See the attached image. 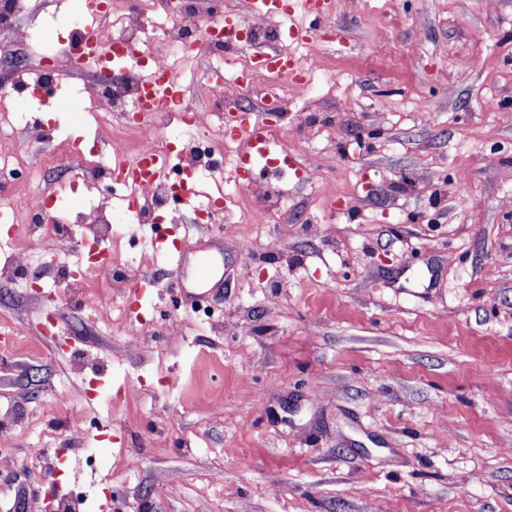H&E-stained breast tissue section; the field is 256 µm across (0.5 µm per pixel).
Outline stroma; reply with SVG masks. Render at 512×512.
Here are the masks:
<instances>
[{
	"label": "stroma",
	"mask_w": 512,
	"mask_h": 512,
	"mask_svg": "<svg viewBox=\"0 0 512 512\" xmlns=\"http://www.w3.org/2000/svg\"><path fill=\"white\" fill-rule=\"evenodd\" d=\"M82 12L28 0L14 23L48 54ZM328 19L278 41L313 71L268 117L306 173L256 223L184 207L133 243L57 240L73 268L122 253L138 286L108 264L67 279L22 231L0 244V512L78 491L109 512H512V0H333ZM89 80L14 105L54 129L26 158L65 219L96 196L66 187L101 134L73 108ZM202 244L224 281L192 302ZM24 250L41 292L4 271ZM136 313L158 333L131 341Z\"/></svg>",
	"instance_id": "35a3bbf8"
}]
</instances>
